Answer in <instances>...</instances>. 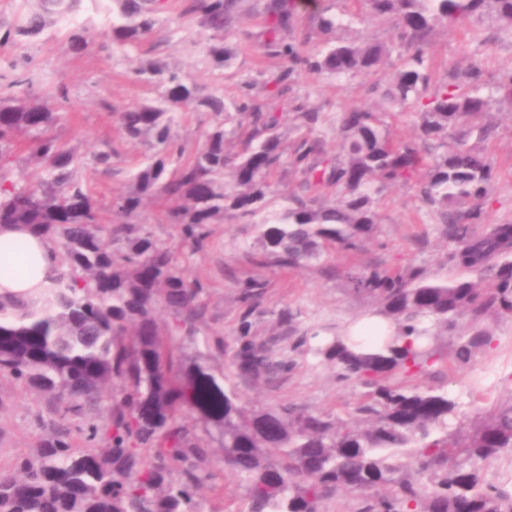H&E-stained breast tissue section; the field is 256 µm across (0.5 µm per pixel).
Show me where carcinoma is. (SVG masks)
Wrapping results in <instances>:
<instances>
[{
    "label": "carcinoma",
    "instance_id": "obj_1",
    "mask_svg": "<svg viewBox=\"0 0 512 512\" xmlns=\"http://www.w3.org/2000/svg\"><path fill=\"white\" fill-rule=\"evenodd\" d=\"M81 0H39L0 35L32 36L45 15L73 17ZM487 0H364L371 17L389 24L394 39L314 41L296 26L292 0H252L268 20L263 45L282 61L263 87L247 85L226 103L207 95L178 68L167 71L152 102L116 111L122 138L144 144L131 184L112 196L109 210L122 218L102 222V205L80 171L84 161L51 134L60 113L29 98L0 99V225L23 224L57 249L61 271L36 301L0 295V376L36 389L50 400L35 446L0 468V512H200L197 490L215 484L211 443L225 467L240 477L245 512H320L344 491L361 500L357 512H512V492L480 488L475 463L512 452V402L496 408L463 440L438 437L454 403L448 393L395 384L436 362L426 340L457 330L465 313L477 321L491 312L512 318V224L476 226L493 166L470 141L490 133L484 121L492 100L481 93L483 71L432 82L430 34L436 26L467 19ZM501 30L512 35V0H494ZM109 44L126 53L160 22L161 0H113ZM244 0H185L183 14L206 32L203 53L217 68L232 57L224 36ZM94 42L83 23L70 26L69 44L82 53ZM397 55L384 83L380 112L358 108L336 116L341 150L334 156L313 135L319 113L299 103L293 121L305 133L289 152L278 133L281 103L294 72L335 78L377 74ZM419 106V140L391 137L383 112L409 101ZM212 115L203 144L187 154L176 131L178 113ZM246 136L242 157L226 150ZM42 173L35 183L15 178L19 142ZM288 173L296 188L285 195L272 181ZM396 184L416 189L441 219L448 266L461 272L439 279L407 264L339 276L355 295H368L375 313L395 326L374 352H362L338 335L316 348L345 379L370 388L357 416L343 420L290 406L252 410L241 402L237 377L259 380L283 362L247 339L255 300L265 282L239 284L245 305L237 345L224 383L197 363H185L170 337H194L204 320L208 289L190 281L183 260L203 250L210 226L231 214L257 229L253 262L293 270L319 261L336 246L357 251L380 224L374 193ZM334 187L329 200L319 189ZM166 202L162 220L181 227V243L158 239L140 221L147 205ZM171 316L167 328L159 309ZM455 358L467 364L490 346L491 334L472 324L456 337ZM105 412L99 419L98 412ZM198 424L185 423L187 415ZM278 451L272 464L266 451Z\"/></svg>",
    "mask_w": 512,
    "mask_h": 512
}]
</instances>
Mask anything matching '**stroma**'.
Wrapping results in <instances>:
<instances>
[{"mask_svg": "<svg viewBox=\"0 0 512 512\" xmlns=\"http://www.w3.org/2000/svg\"><path fill=\"white\" fill-rule=\"evenodd\" d=\"M183 0H167L154 33L140 48L128 54H112L102 45L109 39L112 0H83L79 19L90 25L97 42L95 49L76 54L68 43L61 21L48 19L35 36L0 43V97H24L31 93L45 98L61 119L53 133L78 155L112 149L117 157L110 172L85 168V184L109 203L114 194L127 190L130 175L146 152L144 145L123 139L117 129L114 110L154 99L155 84L136 77L142 63L153 61L180 67L187 81L201 93L223 91L226 99H237L245 84L263 82L278 67L267 57L258 36L265 26L261 14L242 13L235 37L225 45L233 50L230 67L218 70L206 62L201 43L204 32L196 20L183 14ZM342 17L343 24L333 36L337 39L369 34L386 40L388 25L370 18L367 10L353 0H298L296 20L300 28L314 30V19L321 11ZM436 59L435 79L478 63L488 87H495L500 76L512 71V39L505 37L493 12L469 18L464 25L437 27L430 39ZM27 62L33 74L32 88L17 86ZM371 75L334 79L323 75L295 72L290 81L288 100L302 103L320 114L315 132L329 152H337V113L351 108H371L374 98L368 88ZM64 84L66 97L54 94ZM488 122L490 137L481 148L494 166L495 178L482 201L483 221L487 224L512 223V107L493 105ZM381 224L377 235L359 252L330 250L321 261L283 272L274 267L254 265L249 255L256 251L251 225L233 217L213 225L207 247L189 258L185 274L206 283L210 294L201 332L195 340L175 337L174 350L184 359L206 367L216 378H223L237 337L242 304L238 281L254 277L265 281L256 301L252 335L256 342L272 347L287 369L271 380H238V391L247 406L258 410L291 405L305 412L325 413L348 419L364 403L369 389L355 379H343L334 364L316 355L318 345L368 313L374 304L351 295L335 268L350 264L399 266L410 262L425 266L437 277L451 273L444 257L448 242L438 218L419 201L413 188L395 186L378 196ZM297 311L296 332L277 322L282 310ZM493 337L492 347L480 351L468 364L455 361V339L442 337L437 347L441 363L419 381L420 386L447 391L456 403L448 418V432L456 437L470 434L479 421L497 405L512 402V319L483 317L480 321ZM309 331L313 337L297 346V332ZM223 338V349H216L214 338ZM44 398L0 378V464L12 463L18 453L31 447L41 434L39 418L48 416Z\"/></svg>", "mask_w": 512, "mask_h": 512, "instance_id": "obj_1", "label": "stroma"}]
</instances>
